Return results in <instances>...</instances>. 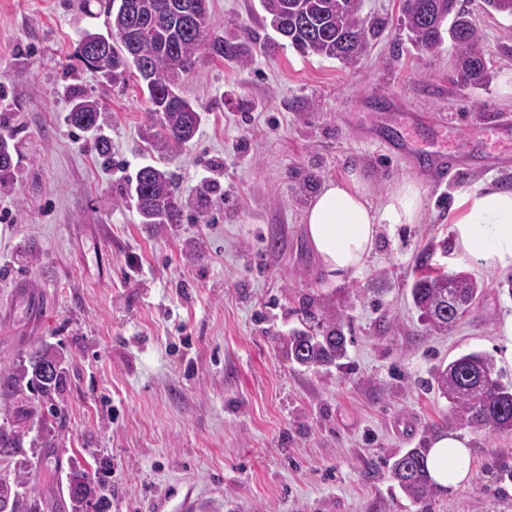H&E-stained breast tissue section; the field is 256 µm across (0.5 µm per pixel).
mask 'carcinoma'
Returning <instances> with one entry per match:
<instances>
[{
  "label": "carcinoma",
  "mask_w": 512,
  "mask_h": 512,
  "mask_svg": "<svg viewBox=\"0 0 512 512\" xmlns=\"http://www.w3.org/2000/svg\"><path fill=\"white\" fill-rule=\"evenodd\" d=\"M261 4L279 38L302 55L356 61L374 31V24L362 13L363 0H261ZM103 9L106 31L79 28L77 60L114 85L125 83L137 71L150 104L147 138L159 150L186 144L200 127L201 107L180 93L182 82L204 55L248 65L242 48L215 30L208 0H104ZM402 14L410 41L426 52L440 47L442 24L451 20L448 38L455 52L456 83L473 88L486 84L488 66L480 35L457 0H403ZM93 36L101 48L89 54L85 41ZM66 94L70 109L65 120L72 127L97 133V155L102 162H110V141L100 134V102L77 85L68 86ZM18 174L14 136H0V192L14 188ZM126 196L134 201L140 223L150 227L179 224L187 211H197L204 223H211L201 210L202 199L179 194L171 174L152 164L138 169ZM432 255L433 250L426 249L418 256L419 276L411 296L428 328L445 331L451 321L450 302L475 301L479 285L434 266ZM319 308V333L300 330L288 341L293 360L307 368L330 366L347 353L349 339L341 314L330 302L320 303ZM47 356L63 363L61 355L42 349L0 375V409L14 416L0 424V512H42V496L30 471L17 467L10 472L3 464L27 456L24 443L31 428L24 422L45 423L49 416L60 417L65 369L45 377L36 358ZM434 381L448 399L451 421L474 430L512 435V385L500 380L487 355L471 352L440 366ZM427 453L423 443L399 455L390 466L392 478L412 501L428 499L434 491ZM102 484L85 469L71 468L67 474L71 512H109L111 504L97 495Z\"/></svg>",
  "instance_id": "obj_1"
}]
</instances>
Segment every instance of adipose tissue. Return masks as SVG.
I'll return each instance as SVG.
<instances>
[{"label":"adipose tissue","mask_w":512,"mask_h":512,"mask_svg":"<svg viewBox=\"0 0 512 512\" xmlns=\"http://www.w3.org/2000/svg\"><path fill=\"white\" fill-rule=\"evenodd\" d=\"M369 182L360 174L326 183L304 212L307 238L332 278L361 269L371 256L383 224H416L422 193L411 180L398 183L373 204ZM448 222L459 256L486 268L512 265V189L494 182L460 191ZM432 479L450 490L470 474L467 440L450 431L434 437L429 450Z\"/></svg>","instance_id":"adipose-tissue-1"}]
</instances>
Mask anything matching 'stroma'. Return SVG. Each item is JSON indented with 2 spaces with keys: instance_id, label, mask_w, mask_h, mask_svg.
I'll return each instance as SVG.
<instances>
[{
  "instance_id": "1",
  "label": "stroma",
  "mask_w": 512,
  "mask_h": 512,
  "mask_svg": "<svg viewBox=\"0 0 512 512\" xmlns=\"http://www.w3.org/2000/svg\"><path fill=\"white\" fill-rule=\"evenodd\" d=\"M79 0H0V133L22 156L0 193V370L47 346L67 362L64 423H50L27 468L45 512H69L71 465L102 474L109 512H512V436L458 428L434 384L436 366L473 351L512 382V266L486 269L451 248L458 189L512 186V17L458 0L478 28L490 79L455 84L450 43L424 53L401 26L402 0H364L380 26L352 63L271 46L259 0H209L227 41L250 62L204 56L183 84L202 107L187 145L167 152L143 134L139 77L111 85L75 56ZM102 106L112 163L92 134L67 124L66 86ZM454 153L435 185L416 159ZM168 170L182 195L218 185L211 224L146 228L125 201L136 171ZM357 171L382 200L413 180L417 224L381 225L364 268L324 270L302 216L305 173ZM277 249H270V241ZM481 285L448 331H429L411 288L416 261ZM331 300L349 338L339 364L312 370L288 354L307 304ZM460 430L468 481L407 499L390 477L397 455Z\"/></svg>"
}]
</instances>
